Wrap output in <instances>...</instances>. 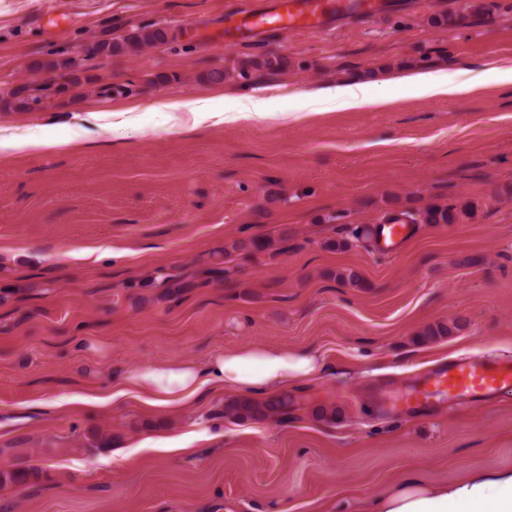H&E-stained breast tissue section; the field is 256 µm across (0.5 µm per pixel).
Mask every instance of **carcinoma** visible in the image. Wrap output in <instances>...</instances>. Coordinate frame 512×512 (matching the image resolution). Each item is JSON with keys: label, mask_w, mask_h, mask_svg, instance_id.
I'll use <instances>...</instances> for the list:
<instances>
[{"label": "carcinoma", "mask_w": 512, "mask_h": 512, "mask_svg": "<svg viewBox=\"0 0 512 512\" xmlns=\"http://www.w3.org/2000/svg\"><path fill=\"white\" fill-rule=\"evenodd\" d=\"M171 39H176L165 28L153 24L136 26L128 31L120 41H112L108 38L98 39L85 45V58H93L99 55H119L129 49L138 50L143 47L166 44ZM288 66V59L278 57L276 59L259 55L241 61L238 77L245 80L255 72L274 71ZM33 70L46 75L45 82L34 85L23 83L12 87L7 92V98L1 99L0 103L6 104L11 110L17 112H28L34 108L42 99L47 97H65L78 88L88 85H96V79L86 74V70L74 64V58L60 51L56 57L46 61H38L34 64ZM456 220V208L430 206L418 212V216L412 218L414 223L422 224H452ZM241 251L252 257H259L271 254L275 251L272 242L264 237L252 238L247 242H236L232 249H224L219 252L217 262L212 266L191 274L175 273L164 274L159 282H150L148 286L154 285L161 288L159 298L169 299L179 297L185 289L192 286L190 279L202 280L223 279L228 273L224 267L226 258L232 253ZM293 400L288 396L272 397L263 400H256L248 397H239L232 400L224 407V414L234 420H269L272 418L288 416V409L293 407Z\"/></svg>", "instance_id": "carcinoma-1"}]
</instances>
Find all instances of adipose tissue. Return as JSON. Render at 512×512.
Masks as SVG:
<instances>
[{
  "instance_id": "obj_1",
  "label": "adipose tissue",
  "mask_w": 512,
  "mask_h": 512,
  "mask_svg": "<svg viewBox=\"0 0 512 512\" xmlns=\"http://www.w3.org/2000/svg\"><path fill=\"white\" fill-rule=\"evenodd\" d=\"M317 100L344 110L376 109L387 103L368 85L355 82L329 86ZM72 145L69 138L38 134L0 136L1 155L65 152ZM322 368V361L307 353L247 346L202 363L150 364L134 372L130 381L150 395L153 405L172 412L199 399L210 385L267 398ZM366 512H512V470L476 472L461 482L437 486L410 476L371 499Z\"/></svg>"
}]
</instances>
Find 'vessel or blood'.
Here are the masks:
<instances>
[{"mask_svg":"<svg viewBox=\"0 0 512 512\" xmlns=\"http://www.w3.org/2000/svg\"><path fill=\"white\" fill-rule=\"evenodd\" d=\"M392 0H271L261 10L236 9L224 16L227 41L248 40L262 27L283 31H301L325 26L348 15L368 18L392 10ZM370 232L377 247L388 253L398 252L412 237L409 224H376ZM512 392V361H488L461 357L433 369L413 383L405 403L410 409H425L448 400L484 402L496 395Z\"/></svg>","mask_w":512,"mask_h":512,"instance_id":"b4317fda","label":"vessel or blood"}]
</instances>
